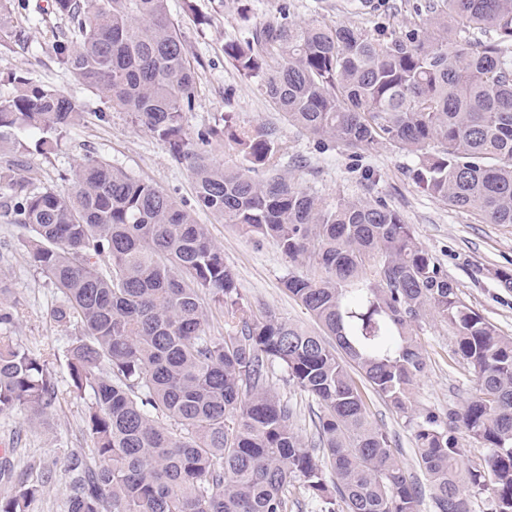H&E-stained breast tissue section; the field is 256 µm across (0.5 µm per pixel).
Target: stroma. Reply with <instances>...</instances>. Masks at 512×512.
I'll list each match as a JSON object with an SVG mask.
<instances>
[{
    "instance_id": "obj_1",
    "label": "stroma",
    "mask_w": 512,
    "mask_h": 512,
    "mask_svg": "<svg viewBox=\"0 0 512 512\" xmlns=\"http://www.w3.org/2000/svg\"><path fill=\"white\" fill-rule=\"evenodd\" d=\"M16 15L24 27L23 44L0 43V80L23 73L42 84L62 90L80 102L86 112L82 125L48 153L30 151L21 171L41 183L68 189L77 164L88 155L101 157L130 174L153 183L177 203L194 202L191 175L186 164L175 160L165 145L147 129L135 125L128 113L76 84L47 47L62 23L47 13L48 0H23ZM420 0H250V18L242 20L237 0H195L187 11L184 0H169L178 20L191 60L197 61L198 94L185 128L221 122L224 116L269 132L288 146L282 174L302 188L325 198L380 199L412 224L418 242L447 271L465 303L501 335L512 336V288L503 287L499 275L512 274V224H489L470 211L449 206L425 192L415 181L414 156L382 145L353 152L331 141L320 142L288 124L266 96L259 79L240 74L224 58V44L243 39L251 25L279 11L294 21L326 20L350 23L369 30L402 29L423 23ZM213 242L234 270L245 303L256 314L270 312L296 321L308 329L316 324L284 288L287 259L275 242L243 237L229 224L213 222L199 213ZM25 231L0 218V281L11 287L10 300L17 317L9 336L13 343L37 353H49L67 344L70 334L50 317L58 295L30 266L21 245ZM417 341L426 367L413 387L417 411L462 410L476 388L469 368L456 352L454 329L425 315L415 324ZM59 402L51 415L33 418L20 412L0 414V497L11 494L13 479L44 482V493L29 512H65L64 488L69 465L90 454L85 427L86 401L73 393L64 359L51 363ZM271 383L282 400L295 411V426L311 437L320 412L317 401L273 370ZM372 421L392 440L395 454L406 472L421 479L406 415L374 393H367Z\"/></svg>"
}]
</instances>
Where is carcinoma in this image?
<instances>
[{
	"instance_id": "cac0c4a2",
	"label": "carcinoma",
	"mask_w": 512,
	"mask_h": 512,
	"mask_svg": "<svg viewBox=\"0 0 512 512\" xmlns=\"http://www.w3.org/2000/svg\"><path fill=\"white\" fill-rule=\"evenodd\" d=\"M13 2L0 0L3 43L25 41ZM418 10L423 24L376 34L281 11L224 43V57L313 138L393 146L416 158L431 196L512 224V0H421ZM51 13L67 22L52 52L72 79L186 162L197 208L276 241L304 268L283 285L321 329L253 314L195 211L122 167L89 156L66 192L20 173L16 156L51 149L85 112L11 76L0 93L5 214L61 294L51 317L71 330L72 391L88 397L92 454L72 462L66 512H292L295 484L320 512H420L417 486L370 420L367 386L408 415L434 512H470L459 425L489 449L488 475L472 473V485L489 481L495 512H512V337L462 300L401 213L303 190L281 174L283 144L231 115L189 135L198 78L168 0H51ZM214 144L241 163L216 162ZM427 313L454 327L477 384L464 412L446 418L409 413L424 370L413 323ZM14 320L0 285V412L39 417L57 385L44 355L7 336ZM218 320L222 336L211 334ZM275 365L321 405L317 444L295 431L270 384ZM43 492L20 480L0 512H28Z\"/></svg>"
}]
</instances>
